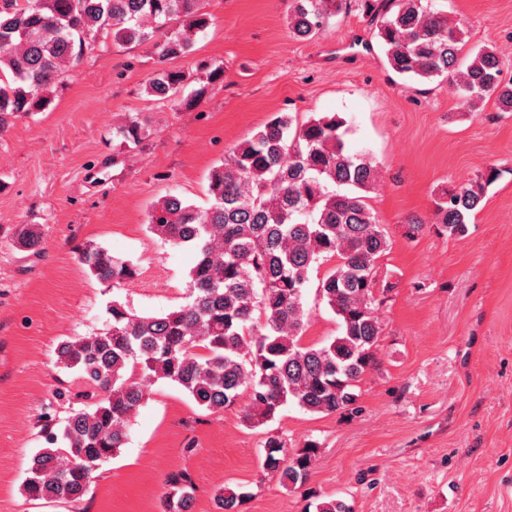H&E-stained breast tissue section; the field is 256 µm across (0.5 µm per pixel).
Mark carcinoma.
Listing matches in <instances>:
<instances>
[{"instance_id": "cac0c4a2", "label": "carcinoma", "mask_w": 512, "mask_h": 512, "mask_svg": "<svg viewBox=\"0 0 512 512\" xmlns=\"http://www.w3.org/2000/svg\"><path fill=\"white\" fill-rule=\"evenodd\" d=\"M343 3L292 0L290 31L304 39L317 35ZM93 25L114 44H149L160 58L173 60L192 52L209 20L202 0H0V133L20 114L44 109L66 66L94 49L87 41ZM377 28L394 72L445 77L469 108L493 98L512 112V84L502 81L497 52L486 47L462 65L460 29L423 0H399L398 10ZM194 81L184 70L161 69L148 93L192 106L203 92H186ZM344 126L334 115L300 122L279 113L211 169L208 207L176 195L150 204L149 231L196 254L189 301L159 316H139L114 300L107 329L57 346V364L79 374L90 404L70 411L49 447L31 458L22 485L28 499L80 500L101 465L122 448L126 425L146 393L143 383L126 376L130 367L147 380L181 387L209 411L246 395L243 419L251 427L289 403L316 414L355 403V388L374 364L382 333L373 290L389 241L361 195L375 185L377 168L346 150ZM117 135L121 145L136 146L143 122L133 117ZM492 180L441 192L435 220L443 232L465 234ZM15 244L39 248L38 225H20ZM333 258L336 265L319 280L318 294L338 318L340 333L322 345L306 344L304 290L314 266ZM79 259L102 282L119 285L135 276L131 263L100 246L84 247ZM60 440L65 447L56 446ZM316 452L309 444L290 458L284 442L270 436L262 467L295 488L308 479ZM167 486L161 512H191L189 475L172 473ZM247 497L225 488L215 496L216 512H242Z\"/></svg>"}]
</instances>
